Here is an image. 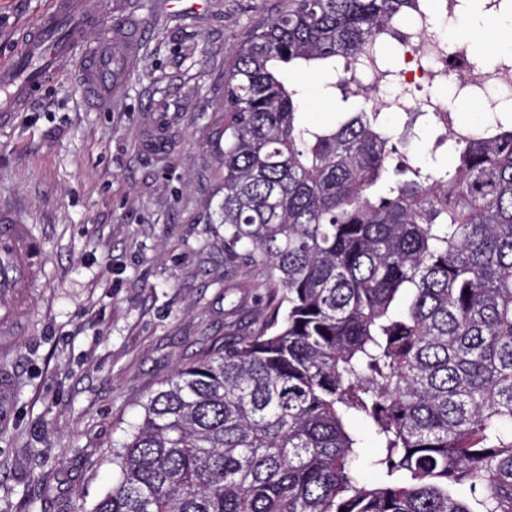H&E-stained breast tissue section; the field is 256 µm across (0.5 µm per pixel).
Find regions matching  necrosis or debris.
I'll return each mask as SVG.
<instances>
[{
	"label": "necrosis or debris",
	"mask_w": 512,
	"mask_h": 512,
	"mask_svg": "<svg viewBox=\"0 0 512 512\" xmlns=\"http://www.w3.org/2000/svg\"><path fill=\"white\" fill-rule=\"evenodd\" d=\"M443 12L421 10L409 18L404 28V66L397 75L386 73L377 54L364 57L359 68L346 71L349 88L359 92L382 112H443L446 104L432 96L419 95L421 83L453 79L459 96L476 105L479 122L493 117L512 122V55L497 56L485 65L475 60L466 44H448L435 31L438 15L455 16L459 0H445ZM398 81L396 94H381L382 86Z\"/></svg>",
	"instance_id": "necrosis-or-debris-1"
}]
</instances>
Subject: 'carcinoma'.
<instances>
[{"instance_id":"cac0c4a2","label":"carcinoma","mask_w":512,"mask_h":512,"mask_svg":"<svg viewBox=\"0 0 512 512\" xmlns=\"http://www.w3.org/2000/svg\"><path fill=\"white\" fill-rule=\"evenodd\" d=\"M436 0H288L224 84L231 258L276 301L182 365L87 512H512V123L421 163L340 73ZM351 102L310 123L309 79ZM367 421L378 453L356 468Z\"/></svg>"}]
</instances>
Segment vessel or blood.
<instances>
[{
	"label": "vessel or blood",
	"instance_id": "vessel-or-blood-1",
	"mask_svg": "<svg viewBox=\"0 0 512 512\" xmlns=\"http://www.w3.org/2000/svg\"><path fill=\"white\" fill-rule=\"evenodd\" d=\"M112 0H49L46 11L0 62V121L22 111L43 84L61 72L77 69L84 94L100 108L120 93L136 58V45L125 23L108 29L104 39L89 42L92 27L106 16ZM44 251L22 214L0 208V335H13L27 316L20 304L42 278Z\"/></svg>",
	"mask_w": 512,
	"mask_h": 512
}]
</instances>
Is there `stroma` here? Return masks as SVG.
<instances>
[{
  "label": "stroma",
  "instance_id": "stroma-1",
  "mask_svg": "<svg viewBox=\"0 0 512 512\" xmlns=\"http://www.w3.org/2000/svg\"><path fill=\"white\" fill-rule=\"evenodd\" d=\"M286 0H123L139 56L109 110L76 73L0 124V206L43 243L29 323L0 335V512H79L105 457L177 367L258 329L259 270L218 224L224 81ZM48 0L0 12V60Z\"/></svg>",
  "mask_w": 512,
  "mask_h": 512
}]
</instances>
